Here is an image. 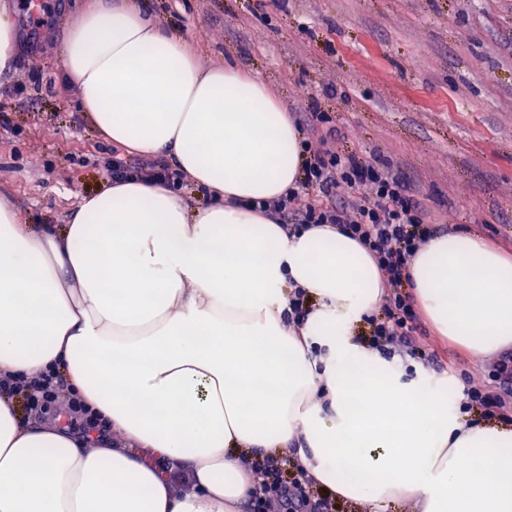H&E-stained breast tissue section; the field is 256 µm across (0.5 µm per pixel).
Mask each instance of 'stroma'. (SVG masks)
Listing matches in <instances>:
<instances>
[{
	"mask_svg": "<svg viewBox=\"0 0 512 512\" xmlns=\"http://www.w3.org/2000/svg\"><path fill=\"white\" fill-rule=\"evenodd\" d=\"M24 51L0 74V190L33 224L66 223L112 177L56 48L86 0H7ZM208 66L259 76L291 112H326L338 148L412 182L437 229L512 252V0H143ZM424 377L496 386L512 348L477 359L428 332Z\"/></svg>",
	"mask_w": 512,
	"mask_h": 512,
	"instance_id": "35a3bbf8",
	"label": "stroma"
}]
</instances>
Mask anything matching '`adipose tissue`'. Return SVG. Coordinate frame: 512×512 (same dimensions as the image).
Segmentation results:
<instances>
[{
    "instance_id": "ef3b65f1",
    "label": "adipose tissue",
    "mask_w": 512,
    "mask_h": 512,
    "mask_svg": "<svg viewBox=\"0 0 512 512\" xmlns=\"http://www.w3.org/2000/svg\"><path fill=\"white\" fill-rule=\"evenodd\" d=\"M57 53L106 142L167 156L208 203L111 181L56 231L0 192V377L54 368L108 428L27 424L0 393V512H242L261 454L293 456L377 512H512V422L468 423L444 382L407 378L356 340L385 296L367 251L336 226L291 234L254 209L302 164L266 84L202 66L135 0H92ZM408 274L441 336L477 357L512 346V255L445 233ZM298 288L314 308L297 329ZM142 448L188 488L159 479Z\"/></svg>"
}]
</instances>
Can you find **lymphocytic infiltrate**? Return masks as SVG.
Returning a JSON list of instances; mask_svg holds the SVG:
<instances>
[{
  "label": "lymphocytic infiltrate",
  "instance_id": "f902f5d3",
  "mask_svg": "<svg viewBox=\"0 0 512 512\" xmlns=\"http://www.w3.org/2000/svg\"><path fill=\"white\" fill-rule=\"evenodd\" d=\"M297 123L305 133L300 180L284 196L259 202V211L291 232L333 224L357 240L373 258L387 290L381 313L370 319V330L363 336L366 347L387 360L418 355L421 327L406 291V268L434 232L422 198L389 168L338 152L340 131L328 113L305 112ZM0 391L45 415L54 413L64 398L50 372L29 380L1 379ZM248 467L255 483L250 512H336L335 494H312L302 468L288 473L282 461L263 455L251 459Z\"/></svg>",
  "mask_w": 512,
  "mask_h": 512
}]
</instances>
